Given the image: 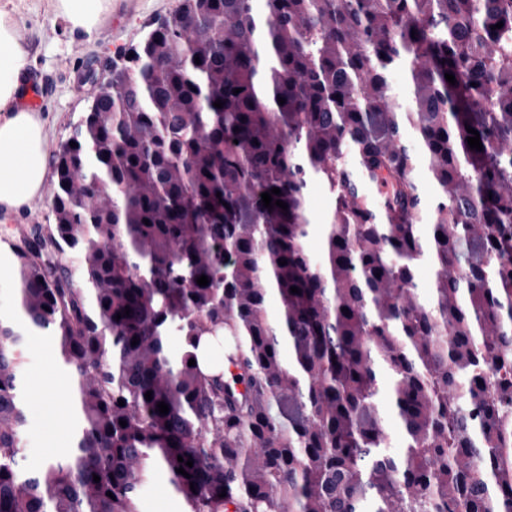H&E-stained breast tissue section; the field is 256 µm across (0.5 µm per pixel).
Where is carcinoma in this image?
Segmentation results:
<instances>
[{
  "instance_id": "carcinoma-1",
  "label": "carcinoma",
  "mask_w": 512,
  "mask_h": 512,
  "mask_svg": "<svg viewBox=\"0 0 512 512\" xmlns=\"http://www.w3.org/2000/svg\"><path fill=\"white\" fill-rule=\"evenodd\" d=\"M131 53L58 148L54 223L5 241L78 425L25 466V336L0 315V512H141L158 470L185 512H512V0H180ZM413 179L418 185L420 192L422 194V203H421V217L422 224H429L432 220L433 210H432V199H433V189L429 184L428 175L426 165L423 160H418L417 164L413 170ZM309 213L313 224H325L329 218L332 202L324 187L314 183L308 197Z\"/></svg>"
}]
</instances>
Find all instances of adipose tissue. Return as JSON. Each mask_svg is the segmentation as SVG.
I'll list each match as a JSON object with an SVG mask.
<instances>
[{
  "label": "adipose tissue",
  "mask_w": 512,
  "mask_h": 512,
  "mask_svg": "<svg viewBox=\"0 0 512 512\" xmlns=\"http://www.w3.org/2000/svg\"><path fill=\"white\" fill-rule=\"evenodd\" d=\"M71 28L89 31L112 0H50ZM27 52L9 13L0 11V210L14 212L47 186V137L38 112L20 105Z\"/></svg>",
  "instance_id": "obj_1"
}]
</instances>
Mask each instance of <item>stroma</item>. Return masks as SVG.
<instances>
[{
	"label": "stroma",
	"mask_w": 512,
	"mask_h": 512,
	"mask_svg": "<svg viewBox=\"0 0 512 512\" xmlns=\"http://www.w3.org/2000/svg\"><path fill=\"white\" fill-rule=\"evenodd\" d=\"M180 0H118L112 13L91 31L74 30L58 17L47 0H0L13 17L19 41L28 51L27 86L36 87L40 102L35 110L47 134V151L55 153L85 109L95 87L87 74L111 60L115 52L138 43L155 22L172 13ZM52 193L44 191L21 210L0 211V238L14 236L33 224L52 223ZM22 378L27 391L66 378L58 370L48 335L28 337ZM70 431L53 409L29 402L24 445L29 463H40L49 452L66 447Z\"/></svg>",
	"instance_id": "stroma-1"
}]
</instances>
